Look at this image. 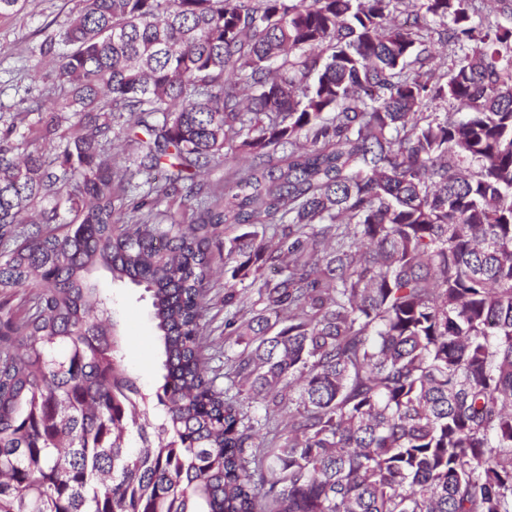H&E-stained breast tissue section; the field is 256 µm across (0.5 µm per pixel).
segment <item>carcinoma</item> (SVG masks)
<instances>
[{"instance_id":"cac0c4a2","label":"carcinoma","mask_w":512,"mask_h":512,"mask_svg":"<svg viewBox=\"0 0 512 512\" xmlns=\"http://www.w3.org/2000/svg\"><path fill=\"white\" fill-rule=\"evenodd\" d=\"M493 3L84 0L41 29L30 79L51 59L57 101L0 115V512H512V0ZM234 142L251 160L196 192L203 222L163 223ZM223 225L247 228L225 244L226 386L202 325ZM104 282L150 292L155 394Z\"/></svg>"}]
</instances>
